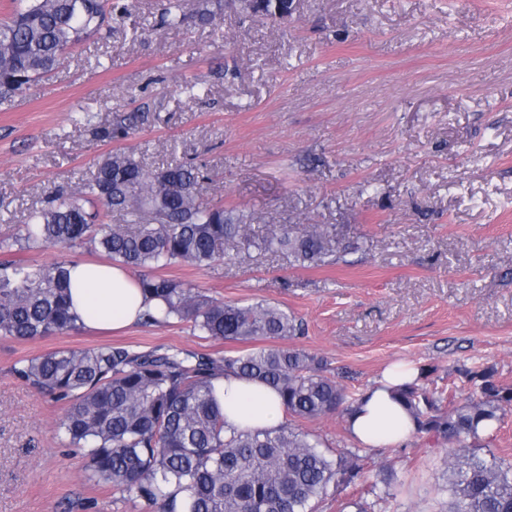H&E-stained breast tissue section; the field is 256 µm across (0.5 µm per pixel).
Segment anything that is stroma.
Listing matches in <instances>:
<instances>
[{
    "mask_svg": "<svg viewBox=\"0 0 512 512\" xmlns=\"http://www.w3.org/2000/svg\"><path fill=\"white\" fill-rule=\"evenodd\" d=\"M131 2L0 106V237L113 152L202 163L203 199L247 214L253 234L326 224L338 244L303 267L234 241L224 261L156 275L280 306L305 327L288 346L351 389L395 361L432 368L456 404L461 365L512 386V0H294L285 21L228 9L221 27L177 30L160 26L159 0ZM127 117L132 133L111 137ZM103 345L246 348L187 321L0 337V512H151L87 482L57 434L65 404L10 373ZM446 453L425 436L374 449L367 469L395 471L386 512H448Z\"/></svg>",
    "mask_w": 512,
    "mask_h": 512,
    "instance_id": "obj_1",
    "label": "stroma"
}]
</instances>
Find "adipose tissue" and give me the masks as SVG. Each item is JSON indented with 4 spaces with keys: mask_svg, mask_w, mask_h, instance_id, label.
Masks as SVG:
<instances>
[{
    "mask_svg": "<svg viewBox=\"0 0 512 512\" xmlns=\"http://www.w3.org/2000/svg\"><path fill=\"white\" fill-rule=\"evenodd\" d=\"M72 304L84 326L93 331H116L143 320L154 302L142 294L134 277L118 263H74L68 268ZM418 369L409 363L385 368L367 388L363 399L345 417L348 435L358 444L378 448L407 442L415 424L394 400L392 391L413 382ZM224 394V418L239 429L272 430L286 415L278 396L262 384H249L228 375L219 379Z\"/></svg>",
    "mask_w": 512,
    "mask_h": 512,
    "instance_id": "1",
    "label": "adipose tissue"
}]
</instances>
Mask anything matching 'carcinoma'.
Listing matches in <instances>:
<instances>
[{"mask_svg": "<svg viewBox=\"0 0 512 512\" xmlns=\"http://www.w3.org/2000/svg\"><path fill=\"white\" fill-rule=\"evenodd\" d=\"M163 0L160 24L178 29L196 19L221 24L222 2ZM271 0L231 6L248 17L274 18ZM105 0H19L0 21V105H5L65 60L68 51L101 28ZM203 165L175 162L154 170L114 152L92 179L57 191L32 211L24 231L0 239V252L91 245L110 260L139 270L144 296L158 302L146 324L190 321L211 339L287 340L302 323L266 302L214 299L153 270L172 263L210 266L237 240L261 252L288 251L300 264L332 252V232L314 224L303 235L286 229L251 233L246 217L204 201ZM126 216L107 224L110 212ZM68 262L26 265L0 261V336L33 339L83 326L72 309ZM13 375L67 409L58 430L82 451L84 477L158 512H318L329 495L352 485L359 496L340 500L339 512H384L389 467L370 479L367 449L321 447L319 438L285 421L273 431L237 430L224 420L216 381L231 372L260 382L279 397L286 415L313 420L347 415L362 398L327 373L324 360L303 349L264 345L216 357L178 348L134 351L126 346L60 349L21 359ZM432 369L396 389L415 434L448 444V512H512V464L483 444L512 405V387L490 367L460 370L468 396L445 405L425 383Z\"/></svg>", "mask_w": 512, "mask_h": 512, "instance_id": "cac0c4a2", "label": "carcinoma"}]
</instances>
